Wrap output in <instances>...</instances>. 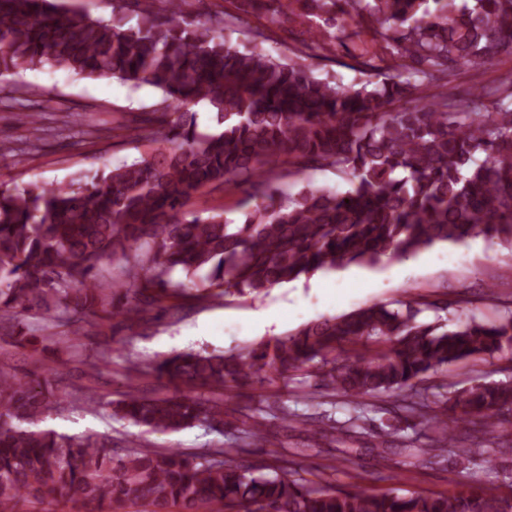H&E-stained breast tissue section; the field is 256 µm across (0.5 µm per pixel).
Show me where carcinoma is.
Instances as JSON below:
<instances>
[{"mask_svg": "<svg viewBox=\"0 0 512 512\" xmlns=\"http://www.w3.org/2000/svg\"><path fill=\"white\" fill-rule=\"evenodd\" d=\"M268 24L308 49L342 35L368 40L374 58L355 55L367 76L358 87L335 74L314 75L304 54L283 62L239 50L211 21L184 19L181 0L166 13L142 0H116L105 21L61 0H0V78L44 65L76 76L116 78L162 93L161 107L138 125L117 124L153 151L108 171L67 183L0 184V336L36 356L56 329L77 338L119 316L129 328L181 312L189 302L253 294L319 271L375 266L439 242L482 235L512 247V76L483 97L448 92L413 98L416 79L512 55V0H241ZM203 103L215 124L190 119ZM298 176L333 169L348 176L337 191L308 181L281 187L282 169ZM247 185L236 204L204 216L188 210L204 190ZM119 256L127 279L97 271ZM179 272L182 279L172 278ZM421 309L384 305L310 322L245 353L172 355L145 370L135 364L112 415L146 431L203 426L224 432L237 417L239 441L263 439L260 409L228 406L194 388L263 384L313 370L317 390L349 398L363 418L365 398L390 399L437 437L417 454L448 447V422L424 402L418 384L472 357L512 358V314L474 316L452 328L417 321ZM151 372L177 386L166 397L139 387ZM93 397L38 377L0 371V512H512V491L498 486L453 494L338 489L269 475L230 451L204 455L132 444L118 453L109 438L40 426L53 407ZM444 409L472 437L512 412V382L475 383L445 396ZM309 431L334 438L357 424ZM369 452L389 467L396 451L383 441ZM489 455L512 466V439L496 448H464L463 469Z\"/></svg>", "mask_w": 512, "mask_h": 512, "instance_id": "cac0c4a2", "label": "carcinoma"}]
</instances>
